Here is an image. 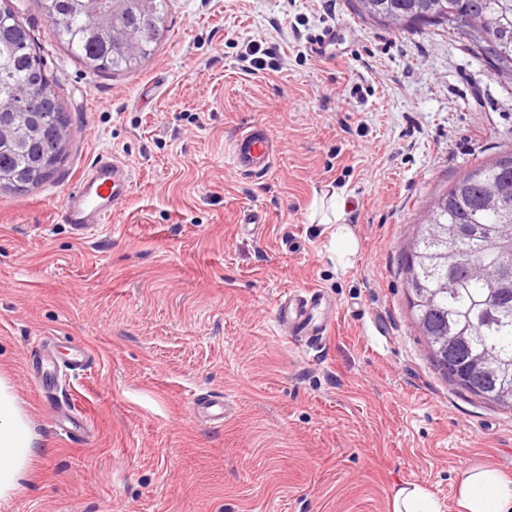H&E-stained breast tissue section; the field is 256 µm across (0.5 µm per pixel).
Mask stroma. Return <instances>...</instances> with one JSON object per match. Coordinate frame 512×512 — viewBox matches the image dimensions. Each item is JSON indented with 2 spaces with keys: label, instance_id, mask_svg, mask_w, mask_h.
Returning a JSON list of instances; mask_svg holds the SVG:
<instances>
[{
  "label": "stroma",
  "instance_id": "stroma-1",
  "mask_svg": "<svg viewBox=\"0 0 512 512\" xmlns=\"http://www.w3.org/2000/svg\"><path fill=\"white\" fill-rule=\"evenodd\" d=\"M10 2L71 131L42 184L0 191V373L38 436L0 512H390L392 488L415 483L458 512L462 472L512 479V411L439 371L401 274L432 198L512 149L505 76L446 31L379 26L351 0H166L152 54L95 73L52 42L38 0ZM250 42L270 51L257 73ZM251 124L276 143L263 175L230 159ZM101 155L133 183L83 239L58 210ZM332 188L356 243L342 263L335 225L312 220ZM248 209L261 234L241 228ZM308 287L336 303L313 345L275 323L283 293ZM75 346L89 368L64 369ZM194 394L223 396V422L197 419ZM70 411L90 424L76 441L58 434Z\"/></svg>",
  "mask_w": 512,
  "mask_h": 512
}]
</instances>
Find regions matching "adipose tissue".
Instances as JSON below:
<instances>
[{"mask_svg": "<svg viewBox=\"0 0 512 512\" xmlns=\"http://www.w3.org/2000/svg\"><path fill=\"white\" fill-rule=\"evenodd\" d=\"M36 438L7 376L0 374V501H9L27 475ZM459 512H512V480L491 468L466 471L458 484Z\"/></svg>", "mask_w": 512, "mask_h": 512, "instance_id": "adipose-tissue-1", "label": "adipose tissue"}]
</instances>
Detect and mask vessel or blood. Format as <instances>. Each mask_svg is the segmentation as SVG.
I'll return each instance as SVG.
<instances>
[{
	"mask_svg": "<svg viewBox=\"0 0 512 512\" xmlns=\"http://www.w3.org/2000/svg\"><path fill=\"white\" fill-rule=\"evenodd\" d=\"M274 158V141L260 126L243 128L234 143L233 162L245 172H267ZM129 171L120 162L100 158L84 175L78 187L64 202L61 221L78 232L99 229L106 224L113 208L124 202L130 188ZM335 305L320 289L289 292L276 311V322L290 338L317 340L326 336L333 324Z\"/></svg>",
	"mask_w": 512,
	"mask_h": 512,
	"instance_id": "b4317fda",
	"label": "vessel or blood"
}]
</instances>
